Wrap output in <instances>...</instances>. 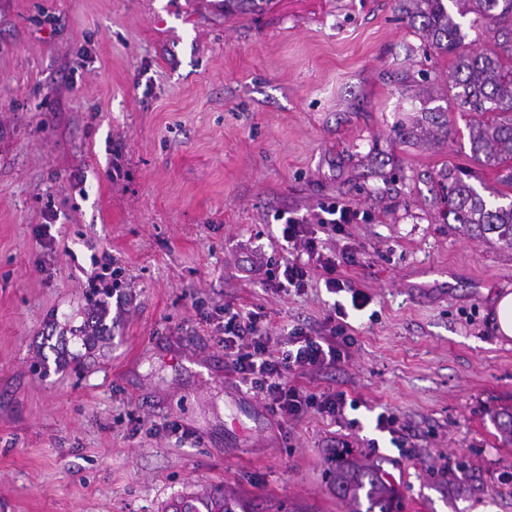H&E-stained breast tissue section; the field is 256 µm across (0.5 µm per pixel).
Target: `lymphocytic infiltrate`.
<instances>
[{
  "instance_id": "f902f5d3",
  "label": "lymphocytic infiltrate",
  "mask_w": 512,
  "mask_h": 512,
  "mask_svg": "<svg viewBox=\"0 0 512 512\" xmlns=\"http://www.w3.org/2000/svg\"><path fill=\"white\" fill-rule=\"evenodd\" d=\"M281 234L288 244L302 246L309 257L318 258L320 267L328 275L327 287L339 288L340 282L334 276L337 260L322 256L317 238L305 218L286 217ZM220 331L225 356L231 357L242 380L262 393L273 413L297 419L307 407L316 405L329 415L342 414L347 403L345 392L315 395L284 380L288 372H320L340 363L345 357V344L336 336H319L300 328L293 329L288 336L287 350L274 359L267 355L269 336L260 326L258 315L242 312L229 304L224 307Z\"/></svg>"
}]
</instances>
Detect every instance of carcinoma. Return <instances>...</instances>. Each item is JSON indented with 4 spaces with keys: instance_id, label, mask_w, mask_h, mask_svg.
Returning <instances> with one entry per match:
<instances>
[{
    "instance_id": "1",
    "label": "carcinoma",
    "mask_w": 512,
    "mask_h": 512,
    "mask_svg": "<svg viewBox=\"0 0 512 512\" xmlns=\"http://www.w3.org/2000/svg\"><path fill=\"white\" fill-rule=\"evenodd\" d=\"M424 7L412 18L420 19L419 31L431 49L453 59L448 86L450 98L470 115L467 123L471 158L496 169L502 185L512 188V0H453L452 14L444 0H419ZM472 14L492 34L495 49L468 52L458 17ZM448 210L445 216L479 237L494 238L512 249V195L498 192L484 198L469 182V174L448 170L443 186ZM336 493L355 502L364 497L366 510L395 512V490L379 466L360 465L348 459L336 461ZM173 512H237L234 500L224 493L184 496L173 504Z\"/></svg>"
}]
</instances>
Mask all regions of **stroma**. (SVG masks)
<instances>
[{"mask_svg": "<svg viewBox=\"0 0 512 512\" xmlns=\"http://www.w3.org/2000/svg\"><path fill=\"white\" fill-rule=\"evenodd\" d=\"M451 71L410 0H0V512H167L214 488L242 512H352L341 448L380 461L401 512H512L493 317L512 250L445 217L449 168L501 189ZM333 203L359 215L330 233ZM286 211L354 253L340 291L251 273L255 248L306 260ZM114 282L108 336L84 344L91 288ZM228 302L261 314L273 356L346 309L347 358L287 376L346 392L343 414L288 420L243 385Z\"/></svg>", "mask_w": 512, "mask_h": 512, "instance_id": "obj_1", "label": "stroma"}]
</instances>
